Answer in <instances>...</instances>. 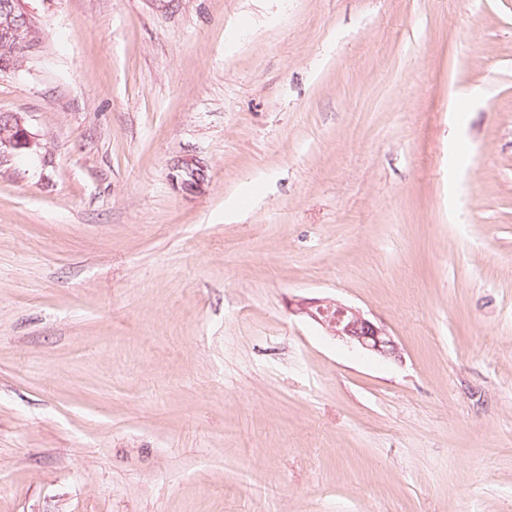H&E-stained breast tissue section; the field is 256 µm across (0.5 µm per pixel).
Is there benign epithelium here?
<instances>
[{
	"label": "benign epithelium",
	"mask_w": 512,
	"mask_h": 512,
	"mask_svg": "<svg viewBox=\"0 0 512 512\" xmlns=\"http://www.w3.org/2000/svg\"><path fill=\"white\" fill-rule=\"evenodd\" d=\"M38 42V32L20 0H0V44L11 47L10 53L0 57V70L17 69ZM38 148L36 137L18 114H9L5 123H0V154L6 150L35 152ZM290 309L352 349L388 359L398 356V344L385 326L356 307L328 298H298L290 302Z\"/></svg>",
	"instance_id": "benign-epithelium-1"
}]
</instances>
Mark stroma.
I'll return each mask as SVG.
<instances>
[{"label": "stroma", "instance_id": "stroma-1", "mask_svg": "<svg viewBox=\"0 0 512 512\" xmlns=\"http://www.w3.org/2000/svg\"><path fill=\"white\" fill-rule=\"evenodd\" d=\"M24 3L0 512H512V0ZM289 305L352 349L388 359L398 356V344L385 326L356 307L328 298H298Z\"/></svg>", "mask_w": 512, "mask_h": 512}]
</instances>
